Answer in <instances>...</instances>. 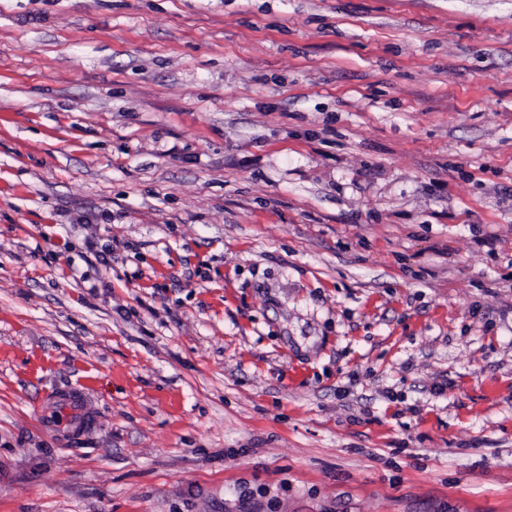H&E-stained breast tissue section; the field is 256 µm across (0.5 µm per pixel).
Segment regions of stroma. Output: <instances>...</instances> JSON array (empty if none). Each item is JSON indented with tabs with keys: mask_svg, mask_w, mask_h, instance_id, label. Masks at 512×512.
<instances>
[{
	"mask_svg": "<svg viewBox=\"0 0 512 512\" xmlns=\"http://www.w3.org/2000/svg\"><path fill=\"white\" fill-rule=\"evenodd\" d=\"M0 512H512V0H0ZM37 412L45 426L61 436H74L98 423L97 416L88 407L86 394L79 390L48 397L40 403Z\"/></svg>",
	"mask_w": 512,
	"mask_h": 512,
	"instance_id": "35a3bbf8",
	"label": "stroma"
}]
</instances>
